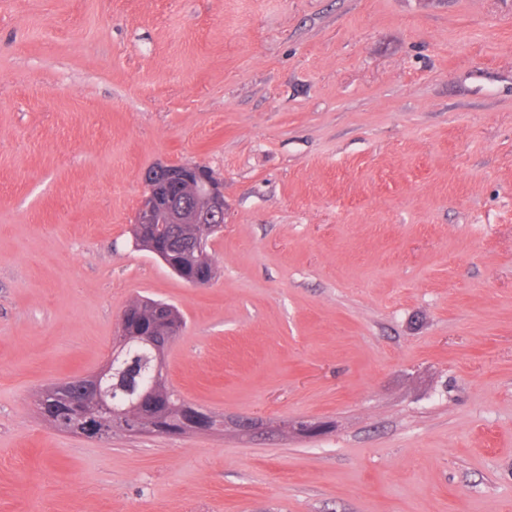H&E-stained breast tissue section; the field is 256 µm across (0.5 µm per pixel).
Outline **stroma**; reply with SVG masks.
<instances>
[{
	"mask_svg": "<svg viewBox=\"0 0 512 512\" xmlns=\"http://www.w3.org/2000/svg\"><path fill=\"white\" fill-rule=\"evenodd\" d=\"M181 164L204 288L132 238ZM145 297L226 428L62 430ZM0 512H512V0H0ZM181 173L194 179L196 191L194 193L190 181L180 183L175 187V193L180 199L188 202H195V196L198 200L196 206H186L179 203L167 192L169 178L174 172ZM146 190L141 198L135 217V230L142 236L145 229L148 234L154 230V235L159 234L156 230L159 224H165L163 241L167 243L169 249L173 252V257L180 258L186 253L192 255L198 254V261L202 264L207 262L206 255L209 257L208 267L214 270L212 259V249L210 235L222 228L221 223L224 219V189L222 184L206 169L204 165H160L153 168V171L146 172L145 177ZM195 195V196H194ZM157 224V226H156ZM200 224V225H197ZM203 227H202V226ZM134 230V239L136 246L144 248L145 240H140ZM205 238L204 251L203 240L195 251L192 247L198 238ZM149 251V250H148ZM206 254V255H205ZM202 272H196L190 278V284L196 288H203L209 285L213 273L204 268Z\"/></svg>",
	"mask_w": 512,
	"mask_h": 512,
	"instance_id": "stroma-1",
	"label": "stroma"
}]
</instances>
